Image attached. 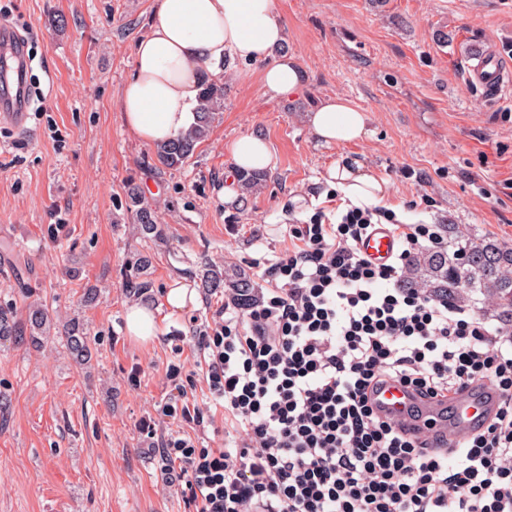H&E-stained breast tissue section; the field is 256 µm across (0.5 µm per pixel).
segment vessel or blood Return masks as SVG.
I'll use <instances>...</instances> for the list:
<instances>
[{
	"label": "vessel or blood",
	"mask_w": 512,
	"mask_h": 512,
	"mask_svg": "<svg viewBox=\"0 0 512 512\" xmlns=\"http://www.w3.org/2000/svg\"><path fill=\"white\" fill-rule=\"evenodd\" d=\"M30 60L16 30L0 23V121L23 127L28 116L25 75ZM512 63L500 52H490L478 64L469 66L471 83L491 96L501 95L512 87L507 74ZM396 248L391 232L379 229L361 246L362 253L376 263L388 260ZM499 402V396L489 382L472 384L463 396L455 398H420L410 389L393 384L378 394L376 404L382 414L403 423H410L409 408H417L421 420L429 422L431 436L439 443L455 445L476 433L485 417Z\"/></svg>",
	"instance_id": "1"
}]
</instances>
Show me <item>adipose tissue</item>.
Segmentation results:
<instances>
[{"label":"adipose tissue","instance_id":"ef3b65f1","mask_svg":"<svg viewBox=\"0 0 512 512\" xmlns=\"http://www.w3.org/2000/svg\"><path fill=\"white\" fill-rule=\"evenodd\" d=\"M284 29L274 0H155L152 28L136 47L135 73L122 90L123 120L141 141L157 145L189 128L195 115L201 73L218 78L224 63H263L261 82L270 99L299 93L307 76L294 57L280 54ZM317 140L329 145L361 141L368 116L342 98H327L307 112ZM227 151L233 173L218 189L226 204L237 203L240 171H274L277 158L266 138L240 135ZM352 202L379 203L386 186L360 162L342 158L323 175Z\"/></svg>","mask_w":512,"mask_h":512}]
</instances>
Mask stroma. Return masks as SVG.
I'll list each match as a JSON object with an SVG mask.
<instances>
[{"label": "stroma", "mask_w": 512, "mask_h": 512, "mask_svg": "<svg viewBox=\"0 0 512 512\" xmlns=\"http://www.w3.org/2000/svg\"><path fill=\"white\" fill-rule=\"evenodd\" d=\"M154 0H0L32 36L33 85L43 94L24 132L0 124V304L40 299L54 321L87 326L97 356L77 366L59 338L33 348L0 343V512H183L162 485L159 456L140 425L167 393L176 362L205 404L203 355L193 339L224 306L203 289L202 261L259 280L288 227L347 209L326 167L359 159L387 181L384 208L405 224H468L512 245V89L487 100L467 59L497 46L512 59V0H275L283 51L306 72L301 94L274 101L260 65H228L224 108L180 168L124 124L119 97ZM338 96L369 116L356 143L318 144L305 113ZM259 132L278 167L240 206L219 201L226 147ZM136 185L157 211L162 239L145 240L126 208ZM150 253L151 286L130 294L135 254ZM99 288L94 305L81 301ZM181 286L196 303L168 307ZM148 307L157 334L128 335L125 314Z\"/></svg>", "instance_id": "stroma-1"}]
</instances>
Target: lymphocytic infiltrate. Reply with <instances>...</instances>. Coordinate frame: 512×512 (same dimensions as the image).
Returning a JSON list of instances; mask_svg holds the SVG:
<instances>
[{"mask_svg":"<svg viewBox=\"0 0 512 512\" xmlns=\"http://www.w3.org/2000/svg\"><path fill=\"white\" fill-rule=\"evenodd\" d=\"M399 242L375 264L359 250L378 220ZM294 246L266 266L265 288L196 329L205 381L234 436L205 446L211 418L166 371L159 416L143 422L184 512H512V335L422 288L399 285L409 257L443 246L433 224L353 206L338 223L292 224ZM490 380L501 402L486 428L445 450L380 414L372 397L401 384L423 396Z\"/></svg>","mask_w":512,"mask_h":512,"instance_id":"obj_1","label":"lymphocytic infiltrate"}]
</instances>
